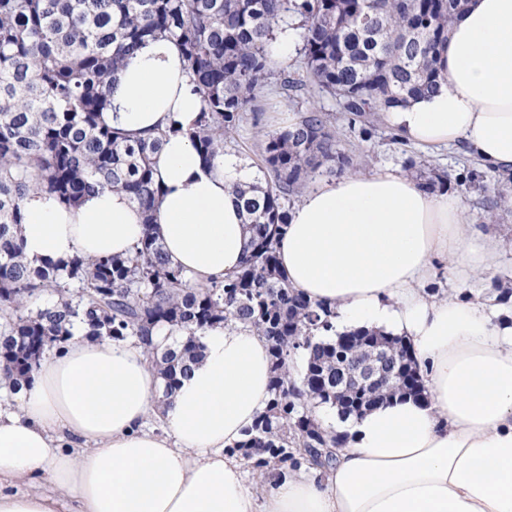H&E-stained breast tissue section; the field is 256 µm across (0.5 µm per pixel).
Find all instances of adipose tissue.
I'll list each match as a JSON object with an SVG mask.
<instances>
[{"mask_svg": "<svg viewBox=\"0 0 512 512\" xmlns=\"http://www.w3.org/2000/svg\"><path fill=\"white\" fill-rule=\"evenodd\" d=\"M437 67L440 92L386 120L416 145H463L486 168L512 170V0H469ZM110 98L105 124L166 134L150 229L169 260L201 283L236 273L247 241L236 190L257 174L231 152L199 158L186 131L201 102L177 43L139 49ZM23 207L31 260L127 255L148 229L117 190L75 207L35 190ZM277 254L292 288L335 307L337 332L404 337L426 400L348 419L330 470L305 464L259 491L227 449L270 399L263 336L206 330L202 358L166 395L137 341L91 340L78 324L31 385L9 393L0 373V512H512V313L423 290L441 266L453 283L496 272L500 242L458 197L381 168L308 191Z\"/></svg>", "mask_w": 512, "mask_h": 512, "instance_id": "1", "label": "adipose tissue"}]
</instances>
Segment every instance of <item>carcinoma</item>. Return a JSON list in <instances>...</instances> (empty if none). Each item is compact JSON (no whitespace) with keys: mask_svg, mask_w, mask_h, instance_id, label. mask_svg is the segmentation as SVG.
<instances>
[{"mask_svg":"<svg viewBox=\"0 0 512 512\" xmlns=\"http://www.w3.org/2000/svg\"><path fill=\"white\" fill-rule=\"evenodd\" d=\"M467 0H0V370L17 388L32 380L47 352L72 335L136 338L148 351L167 395L201 356L205 329L248 324L265 337L271 359V400L245 431L238 452L259 475L288 473L303 462L329 469L338 435L312 421L328 405L341 418L395 396H422L418 375L391 374L374 387L356 380L359 366L389 351L376 340L345 344L334 312L290 288L277 262L288 226V201L320 174L353 170L339 147L335 117L311 110L288 129L269 134L262 161L270 181L240 192L248 241L237 273L197 283L166 257L151 233L127 257L61 263L28 260L19 238L23 200L33 188L76 204L87 192H125L152 223L160 188L154 164L160 135L130 138L102 121L109 83L126 56L159 35L173 38L200 97L188 131L206 163L224 153L246 112L273 83L286 99L327 95L365 122L440 88L436 50ZM301 18L306 79L273 70L269 43L281 22ZM488 219L512 211V177L498 182L484 205ZM45 295L56 297L39 304ZM182 336L158 351L152 329ZM303 352L294 377L290 362ZM303 388H298L296 381Z\"/></svg>","mask_w":512,"mask_h":512,"instance_id":"obj_1","label":"carcinoma"}]
</instances>
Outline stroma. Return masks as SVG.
<instances>
[{"label":"stroma","instance_id":"1","mask_svg":"<svg viewBox=\"0 0 512 512\" xmlns=\"http://www.w3.org/2000/svg\"><path fill=\"white\" fill-rule=\"evenodd\" d=\"M260 104L261 122L256 123L250 119L244 121L234 139L224 145L225 150L245 157L257 169L262 166V133L285 130L296 121L302 111L333 112L337 109L334 99L327 96L305 95L291 103L273 88L265 91ZM336 131L342 149L353 159L355 171L365 173L381 167H391L404 173L416 161L423 163L425 170L447 173L448 194L460 198L468 209L472 223L477 224L482 232L494 235L502 241L504 258L498 275L512 274V214H502L495 223L484 218L486 190L493 186L498 177L497 172L481 169L478 162L459 147H416L402 139L384 120L375 128L366 130L343 118L338 121Z\"/></svg>","mask_w":512,"mask_h":512}]
</instances>
